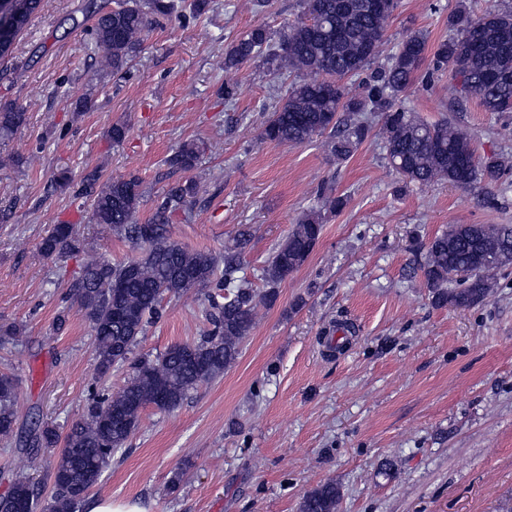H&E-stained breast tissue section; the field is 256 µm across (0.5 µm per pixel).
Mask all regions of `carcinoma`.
<instances>
[{
    "label": "carcinoma",
    "mask_w": 512,
    "mask_h": 512,
    "mask_svg": "<svg viewBox=\"0 0 512 512\" xmlns=\"http://www.w3.org/2000/svg\"><path fill=\"white\" fill-rule=\"evenodd\" d=\"M41 0H21L13 10L9 32H0V58L12 53L15 37L40 8ZM367 0H300L301 18L288 25L277 41L264 24L243 32L224 52V70L261 61L276 71L293 72L300 81L289 87L273 108L260 139L302 145L329 133L326 148L338 160L350 158L367 137L370 118L380 123L390 166L409 181L428 184L446 180L459 187L492 185L500 168L481 164L470 138L460 126L444 119L434 123L394 107L397 96L419 84L431 85L433 75L450 70L462 90L475 95L486 112H512V7L494 4L474 16L464 10L448 19L457 35L441 41L422 69L427 41L413 32L379 61L385 44V22L397 0L370 10ZM183 16L179 0H140L101 14L95 23L96 47L103 66L118 74L139 51L151 16ZM362 91L351 94L338 81L363 72ZM25 113L0 108V139L21 129ZM202 151L188 143L167 159L170 168L189 171ZM198 193L194 180L168 186L163 201L145 222L138 220L141 182L135 176L112 178L96 193L91 223L105 224L141 256L113 263L81 241L74 225L57 224L43 238L40 252L63 257L84 251L87 259L68 296L91 325L95 359L102 374L127 366L131 373L115 394L95 392L83 417L64 438L52 469L53 491L41 498L29 476L19 474L0 497V512H78L112 456L137 429L142 411L178 408L200 384L224 373L240 354L253 329L257 310L277 299L276 287L309 258L323 228L324 212L342 210L346 199L321 191L320 207L309 211L272 253L258 290L245 280L235 283L233 258L210 252H189L172 240L170 215L190 205ZM512 267V224H453L428 244L420 265L424 284L436 307L469 309L481 303L497 275ZM204 292L210 328L190 342L170 345L163 353L134 356L149 325L160 321L167 298ZM18 382L0 374V436L13 434V404ZM59 442L56 431L35 420L20 447L30 462H42V450ZM341 492L326 482L303 495L299 512H338Z\"/></svg>",
    "instance_id": "cac0c4a2"
}]
</instances>
